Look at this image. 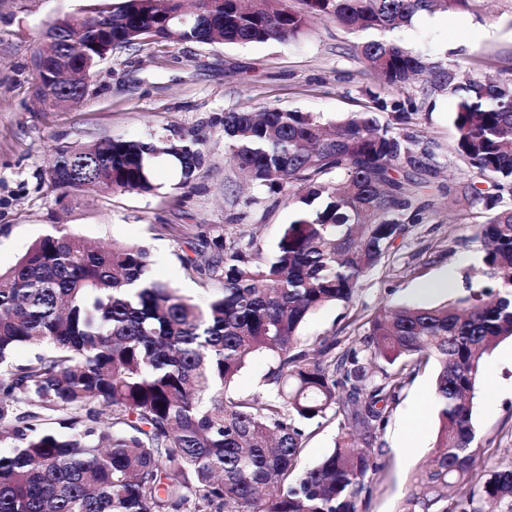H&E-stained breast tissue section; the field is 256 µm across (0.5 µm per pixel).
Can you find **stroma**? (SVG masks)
Segmentation results:
<instances>
[{
    "mask_svg": "<svg viewBox=\"0 0 512 512\" xmlns=\"http://www.w3.org/2000/svg\"><path fill=\"white\" fill-rule=\"evenodd\" d=\"M103 0H0V270L13 267L33 241L53 225L105 247L144 245L155 278L199 298L202 287L183 265L189 246L177 236L187 224H220L226 236L255 234L264 254H272L291 211L279 197L256 188L231 195L243 177L224 144V115L263 108L314 112L334 118L360 109L368 91L380 85L364 73L349 51V36L335 22L312 18L294 42H144L113 51L94 68L79 105L41 111L32 95V57L39 33L56 18L102 5ZM404 41L433 61L469 62L486 58L484 73L512 79V0H497L494 14L422 13L403 33ZM456 101L436 98L420 114L447 195L425 190L422 223L398 237L391 253L364 277L352 303L315 311L303 324L301 347L327 340L334 354L362 346L368 323L384 307L427 305L456 296L462 270L479 264L482 244L465 201L464 189L477 182L475 168L456 152L452 115ZM196 131L206 163L190 185L178 187L165 166L154 174L149 194L114 191L60 197L48 178L57 149L107 138H140L149 133ZM272 360L258 354L241 370L234 392L261 402ZM486 387L474 399L478 431L472 480L498 463L512 460V341L485 360ZM433 371L414 372L378 431L383 470L373 481L369 512H400L411 490L410 477L424 462L439 421L429 401Z\"/></svg>",
    "mask_w": 512,
    "mask_h": 512,
    "instance_id": "stroma-1",
    "label": "stroma"
}]
</instances>
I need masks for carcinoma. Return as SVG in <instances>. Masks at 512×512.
Segmentation results:
<instances>
[{
    "label": "carcinoma",
    "mask_w": 512,
    "mask_h": 512,
    "mask_svg": "<svg viewBox=\"0 0 512 512\" xmlns=\"http://www.w3.org/2000/svg\"><path fill=\"white\" fill-rule=\"evenodd\" d=\"M194 24L183 0H106L44 27L32 59L33 96L47 110L84 98L93 68L146 39L201 44L292 41L311 16L336 22L350 51L385 87L419 78L422 99H457L456 152L485 187L465 193L484 243L481 265L452 302L383 308L357 349L298 348L307 317L349 303L390 255L436 183L431 141L416 129V99L371 96L361 112L224 113L234 165L292 220L267 257L252 235L187 224L178 237L210 257L189 275L222 287L201 304L148 274L139 244L100 248L58 225L0 271V512H365L389 420L407 371L434 368L439 430L402 512H512V462L470 484L477 447L473 400L484 356L512 339V79L430 62L401 33L436 11L490 12L496 0H207ZM197 136L111 138L56 152L48 170L64 197L86 187L148 193L164 163L187 186L206 158ZM341 177V183L330 180ZM26 347L23 362L14 351ZM273 354L270 396L230 392L247 357ZM378 361L379 379L370 366ZM336 423L333 448L298 468L306 426Z\"/></svg>",
    "instance_id": "1"
}]
</instances>
